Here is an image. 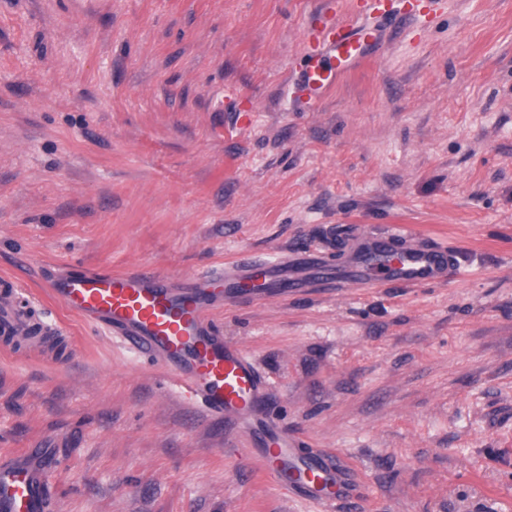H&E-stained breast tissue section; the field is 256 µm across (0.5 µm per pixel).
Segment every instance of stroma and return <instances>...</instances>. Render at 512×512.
I'll return each mask as SVG.
<instances>
[{"label":"stroma","mask_w":512,"mask_h":512,"mask_svg":"<svg viewBox=\"0 0 512 512\" xmlns=\"http://www.w3.org/2000/svg\"><path fill=\"white\" fill-rule=\"evenodd\" d=\"M365 0H0V277L69 332L0 351V452L54 512H512V0H388L361 62L287 98L306 29ZM398 225L445 283L218 309L305 451L355 490L284 495L159 367L51 300L71 265L185 275Z\"/></svg>","instance_id":"35a3bbf8"}]
</instances>
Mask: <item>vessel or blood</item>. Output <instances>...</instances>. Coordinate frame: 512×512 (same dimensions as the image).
<instances>
[{
	"label": "vessel or blood",
	"instance_id": "obj_1",
	"mask_svg": "<svg viewBox=\"0 0 512 512\" xmlns=\"http://www.w3.org/2000/svg\"><path fill=\"white\" fill-rule=\"evenodd\" d=\"M385 13L384 0H374L371 11L355 13L353 20H329L310 31L312 52L299 79L309 100H319L335 84L340 60L356 59L363 36ZM457 264L456 251L390 226L361 236L341 268L308 251L240 257L179 276L147 266H70L53 274L48 292L86 326L161 367L205 417L247 437L265 474L284 493L326 504L351 493L347 471L333 467L334 453L303 455L273 412L268 380L240 343L225 339L215 311L243 297L264 303L308 288H364L382 274L400 287L439 284ZM4 286L0 333L23 334L35 320L43 333L64 335L43 304L18 299L16 282ZM56 498L53 469L13 457L0 460V512H53Z\"/></svg>",
	"mask_w": 512,
	"mask_h": 512
}]
</instances>
